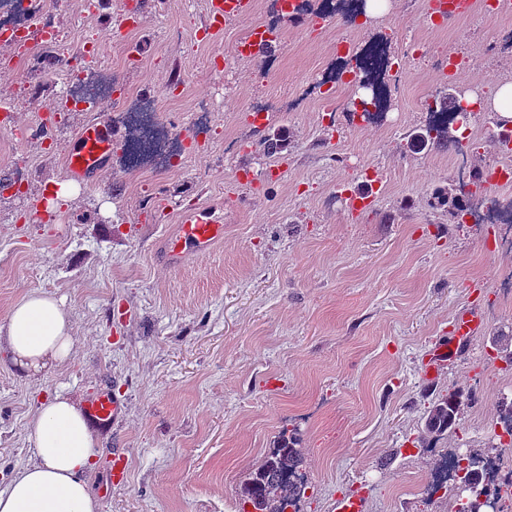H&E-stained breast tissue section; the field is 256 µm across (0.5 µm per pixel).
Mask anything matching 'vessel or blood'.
I'll return each instance as SVG.
<instances>
[{
	"mask_svg": "<svg viewBox=\"0 0 512 512\" xmlns=\"http://www.w3.org/2000/svg\"><path fill=\"white\" fill-rule=\"evenodd\" d=\"M253 0H209L208 21L202 30L204 37H211L225 24L248 15L252 11ZM56 28L46 18L39 19L25 39H9L13 49H22L25 43L51 42ZM274 40L262 27H252L242 40L241 46L246 54L259 55L273 47ZM89 117L82 125L78 136L65 152L68 175L77 181H94L105 170L114 151V142L108 131L106 119L107 107L103 104L88 105ZM224 227L213 221L204 211L194 210L186 213L176 236L167 240L162 252L170 264H178L183 256L206 254L213 246L223 240ZM481 327L477 316L470 312L459 314L454 321V334L448 341L438 344L430 353L426 369L438 371L454 354L457 345L467 336L475 334ZM121 410V403L109 391L102 390L92 395L85 404L89 420L100 426L115 422Z\"/></svg>",
	"mask_w": 512,
	"mask_h": 512,
	"instance_id": "1",
	"label": "vessel or blood"
}]
</instances>
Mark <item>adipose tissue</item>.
Here are the masks:
<instances>
[{"label":"adipose tissue","mask_w":512,"mask_h":512,"mask_svg":"<svg viewBox=\"0 0 512 512\" xmlns=\"http://www.w3.org/2000/svg\"><path fill=\"white\" fill-rule=\"evenodd\" d=\"M6 341L17 368L39 373L72 352L69 314L56 298L29 294L9 311ZM29 440L37 461L0 491V512H98L84 480L96 443L80 409L61 394L42 402Z\"/></svg>","instance_id":"1"}]
</instances>
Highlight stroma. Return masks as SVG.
I'll use <instances>...</instances> for the list:
<instances>
[{
	"label": "stroma",
	"instance_id": "stroma-1",
	"mask_svg": "<svg viewBox=\"0 0 512 512\" xmlns=\"http://www.w3.org/2000/svg\"><path fill=\"white\" fill-rule=\"evenodd\" d=\"M91 20L78 0H53L63 44L16 58L0 44V96L17 125L51 115L54 140L18 141L0 130V178L24 165L29 203H45L38 224L0 195V326L33 292L61 299L75 346L70 357L29 375L0 342V491L32 464L28 439L45 398L84 403L102 388L123 401L114 425L97 429V458L85 479L100 512H243L242 488L288 432L307 478L302 512H336L357 495L363 512H456V490L432 492L445 448L495 454L498 413L512 403V364L497 345L512 336V292L501 282L512 257L494 254L498 229L465 224L438 190L454 187L462 164L485 170L506 154L470 123L467 160L452 150L406 148L434 99L489 92L512 81V15L473 10L429 26L427 0H393L373 21L343 14L311 28L307 14L274 16L270 0L201 41L206 0H96ZM274 21L270 55L207 68L247 31ZM385 36L400 69L392 79L391 121L349 123L316 101L296 112L251 118L257 98L300 94L337 66L334 46ZM100 50L103 89L155 101L178 131L196 133L191 105L212 103L207 142L171 168L129 167L128 128L112 112L117 146L93 184H75L66 203L50 202L66 180L64 149L87 114L65 109L59 68ZM468 50L472 66L446 75L442 57ZM280 134L284 151L267 155ZM375 189L356 209L349 194ZM207 208L224 239L176 268L156 254L184 213ZM463 311L478 333L426 378L436 341L451 336ZM464 395L454 427L425 432L439 395ZM122 452L128 475L110 497L109 458Z\"/></svg>",
	"mask_w": 512,
	"mask_h": 512
}]
</instances>
